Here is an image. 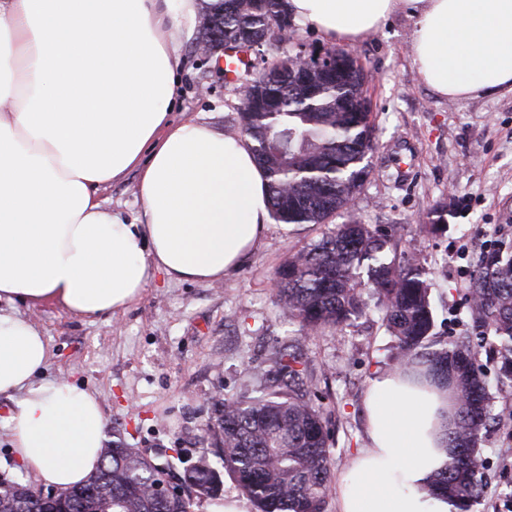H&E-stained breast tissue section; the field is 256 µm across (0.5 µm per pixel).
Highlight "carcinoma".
Segmentation results:
<instances>
[{"mask_svg":"<svg viewBox=\"0 0 512 512\" xmlns=\"http://www.w3.org/2000/svg\"><path fill=\"white\" fill-rule=\"evenodd\" d=\"M286 26L294 28L285 0H210L197 48L219 56L232 51L239 59L241 133L268 179L270 216L301 232L349 212L371 172L374 128L363 73L347 58L334 70L301 49L288 51V62L261 70L239 58L245 44H268ZM298 57L313 68L307 87L296 82ZM410 233L405 226L388 231L350 215L279 269L275 284L283 314L300 335L274 349L265 364L250 367L251 390L216 403V416L206 424L211 454L185 474L183 498L157 497V463L118 437L102 450L98 471L80 486L82 494L70 498L68 512H191L194 499L220 496L217 462L235 478L253 512H327L333 448L323 412L311 398L316 377L300 344L354 326L371 300L393 337L388 369L425 367L459 396L453 453L432 488L454 500L459 512H471L485 464L477 442L492 419L489 385L472 351L476 344L489 346L498 382L512 383V252L500 246L487 253L468 289L475 335L448 342L435 332L428 272L400 252ZM0 512H33L26 486L0 481Z\"/></svg>","mask_w":512,"mask_h":512,"instance_id":"1","label":"carcinoma"}]
</instances>
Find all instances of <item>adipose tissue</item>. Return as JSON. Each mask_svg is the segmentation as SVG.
I'll return each instance as SVG.
<instances>
[{
    "mask_svg": "<svg viewBox=\"0 0 512 512\" xmlns=\"http://www.w3.org/2000/svg\"><path fill=\"white\" fill-rule=\"evenodd\" d=\"M301 23L355 42L415 16L419 80L449 100L512 92V0H286ZM199 0H0V303L54 304L88 320L137 301L156 273L220 283L260 244L267 179L250 141L173 120ZM136 172L125 221L100 192ZM48 345L0 312V396L15 460L65 490L101 461L95 392L43 379ZM453 388L384 371L366 394L371 446L337 487L338 512H458L428 484L449 460Z\"/></svg>",
    "mask_w": 512,
    "mask_h": 512,
    "instance_id": "adipose-tissue-1",
    "label": "adipose tissue"
}]
</instances>
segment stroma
<instances>
[{"label":"stroma","instance_id":"1","mask_svg":"<svg viewBox=\"0 0 512 512\" xmlns=\"http://www.w3.org/2000/svg\"><path fill=\"white\" fill-rule=\"evenodd\" d=\"M414 18L403 11L350 44L364 68L376 147L371 174L353 202L355 215L387 229H415L402 248L431 277L439 334L472 332L467 288L483 254L512 244V93L458 101L437 96L417 78ZM174 119L196 118L239 132V82L215 76L210 63L182 50ZM137 174L101 192L105 207L134 220L141 212ZM447 204V226L432 234L427 214ZM329 225L293 234L270 223L262 244L224 282L172 283L156 275L134 303L89 321L45 305L16 304L42 329L50 353L45 379L62 376L95 392L106 433L174 464L183 477L208 451L205 425L215 401L252 387L249 365L297 335L277 301L273 279L288 256L329 232ZM392 337L377 308L341 334L307 338L302 354L317 375L313 400L335 443V475L369 446L363 399L384 371ZM486 460L479 512H512V419L491 424L479 444Z\"/></svg>","mask_w":512,"mask_h":512}]
</instances>
